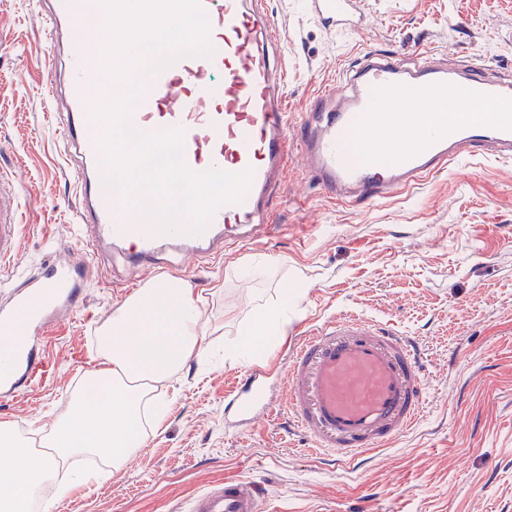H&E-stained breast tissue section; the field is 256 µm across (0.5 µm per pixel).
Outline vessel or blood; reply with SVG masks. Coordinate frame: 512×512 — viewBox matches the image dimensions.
Segmentation results:
<instances>
[{"label": "vessel or blood", "instance_id": "1", "mask_svg": "<svg viewBox=\"0 0 512 512\" xmlns=\"http://www.w3.org/2000/svg\"><path fill=\"white\" fill-rule=\"evenodd\" d=\"M208 15L211 57H185L146 81L130 112L155 131L184 130V160L202 172L217 167L250 174L243 198L223 204L203 233L162 234L102 190L99 127L85 110L87 90L102 84L101 36H86L70 0H36L49 60L51 110L63 152L75 165L82 257L58 243L65 259L11 281L0 298V395L34 388L54 365L44 345L56 314L74 307L92 260L120 254L149 273L167 252L198 265L239 241L272 237L274 202L291 154L326 196L376 201L446 169L460 158L512 159V80L491 77L482 62L463 75L424 58L369 54L346 74L342 94L316 93L296 124L276 88L284 63L269 50L271 23L257 0H199ZM323 23L358 31V0H312ZM499 103L482 113L479 103ZM12 184L0 173V269L19 256ZM423 352L415 339L354 314L308 327L273 370L255 369L224 398L225 428L246 432L282 412L315 451L348 462L389 446L426 405ZM189 512H265L260 482L228 478L193 498Z\"/></svg>", "mask_w": 512, "mask_h": 512}]
</instances>
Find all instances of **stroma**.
<instances>
[{"instance_id":"1","label":"stroma","mask_w":512,"mask_h":512,"mask_svg":"<svg viewBox=\"0 0 512 512\" xmlns=\"http://www.w3.org/2000/svg\"><path fill=\"white\" fill-rule=\"evenodd\" d=\"M288 69L284 98L302 113L372 52L414 60L432 52L459 69L480 59L512 73V0H360L363 27L328 29L309 0H263ZM47 50L35 0H0V167L12 170L26 225L19 271L38 273L59 240L82 249L67 204L68 172L50 112ZM269 241L230 247L222 259L170 274L205 301L221 327L208 364L181 373L169 414L116 472L76 485L52 512H187L227 478H260L267 512H512V161L463 159L390 197L331 200L291 161ZM276 261L264 277L250 273ZM132 270L113 281L102 263L74 317L55 328L53 374L12 401L0 423L22 434L63 414L96 354L95 336L140 288ZM295 290L288 334L262 359L277 364L304 326L356 312L414 337L426 360L427 404L390 447L340 464L308 453L282 416L249 432L224 429V393L247 366L224 342L258 295Z\"/></svg>"}]
</instances>
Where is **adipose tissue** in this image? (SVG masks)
I'll return each instance as SVG.
<instances>
[{
  "label": "adipose tissue",
  "mask_w": 512,
  "mask_h": 512,
  "mask_svg": "<svg viewBox=\"0 0 512 512\" xmlns=\"http://www.w3.org/2000/svg\"><path fill=\"white\" fill-rule=\"evenodd\" d=\"M204 300L183 279L159 277L128 297L98 332L96 363L68 410L47 430L19 434L0 424V453L16 468L0 473V512H28L42 486L67 497L74 484L59 477L60 463L79 456L107 459L113 468L143 447L147 408L157 389L208 352L211 330L201 318ZM288 333V294L256 303L250 318L224 349L246 364Z\"/></svg>",
  "instance_id": "1"
}]
</instances>
